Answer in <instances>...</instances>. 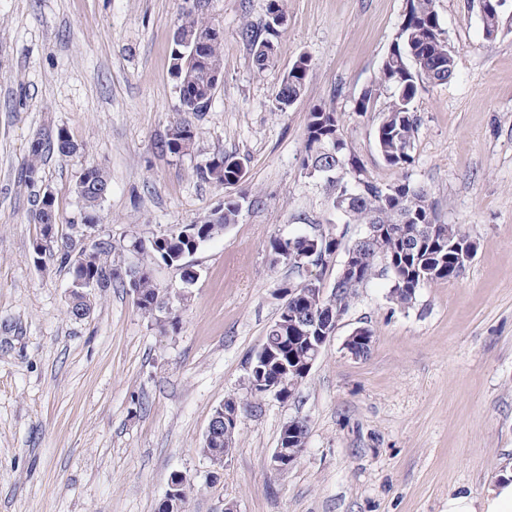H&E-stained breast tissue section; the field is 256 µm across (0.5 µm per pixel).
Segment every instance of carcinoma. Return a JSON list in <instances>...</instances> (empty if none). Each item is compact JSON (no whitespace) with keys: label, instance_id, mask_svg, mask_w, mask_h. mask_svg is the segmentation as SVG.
<instances>
[{"label":"carcinoma","instance_id":"obj_1","mask_svg":"<svg viewBox=\"0 0 512 512\" xmlns=\"http://www.w3.org/2000/svg\"><path fill=\"white\" fill-rule=\"evenodd\" d=\"M436 0H408L409 22L397 37L391 54L382 61L379 81L375 89L365 92L357 102V111L367 112L374 90L381 87L395 89L393 99L380 110L376 130L378 151L384 162L401 168L412 160L419 118L412 110V102L422 84L440 85L454 75V65L448 56L439 52L436 42L447 39L439 27ZM211 0H200L195 8H182L177 32L194 35L210 22ZM508 14L482 15L486 37L500 32ZM286 22L284 0H269L264 18L244 24L241 35L248 42L253 62L260 70L274 60L277 38ZM181 54L170 55V69L178 88L181 110L178 118L170 123L158 149L174 157L191 154L195 143L192 118L210 108L216 87L212 78L224 75V40L212 38L198 55L180 48ZM307 73L296 74L290 70L282 78L275 94V109L284 112L305 89ZM80 147L60 127L50 132H39L32 139L25 165L26 177L31 182L39 178L40 165L52 153L71 157ZM303 170H314V175L326 179L333 193L329 197V210L337 220L349 224H366L370 229L367 241H358L348 249L353 254L356 273L335 281L333 290L304 292L302 284L285 282L280 288L281 303L277 316L270 326L261 349L251 357L254 377L261 378L281 395V401L293 398L305 380L304 370L312 360L313 351L308 337L299 331L300 323L310 317L325 313L345 315L358 288L375 276L377 267L390 276L391 297L400 304H407L415 297L417 289L438 281L457 280L466 270L468 261L461 258L460 249L470 240L460 227L442 224L435 216L428 193L405 180L396 184H383L364 175L354 155L348 152L340 132L338 113L326 106L317 105L308 114L301 157ZM201 180L218 187L236 185L245 177L242 162L234 155L219 153L195 168ZM77 181L89 185L86 193L74 190L83 219L90 224L101 222V207L108 193L110 182L104 167L99 164L85 166ZM258 203L241 194L224 197V203L207 218L194 224L193 237L183 236V228L163 235L162 240L152 238L131 241L132 252L141 256L139 265L125 268L112 261L115 246L109 238L93 243L88 248L90 261L83 263L71 257L69 241L56 245L48 254L57 256L67 269L69 278H84L97 285L94 293L70 295L68 313L77 317L83 308L95 309L101 293L112 286L129 289L136 296L139 310L150 317L170 302L169 292L154 280V267L164 265L182 271V279L190 283L194 272L185 263L204 243L224 233L236 223L243 202ZM39 236L52 226L59 228L60 216L55 203H50L35 215ZM428 224L434 228L430 234L414 235L415 230ZM340 242L338 234L325 230L320 235L294 237L274 236L269 241V256L283 258L282 264L300 268L315 263L320 268L330 265ZM308 427L305 421L291 419L283 424L279 436L281 447L292 452L306 446ZM235 447V434H228L224 426L210 439L203 441L201 452L210 460L224 462ZM190 481L180 484L179 495L172 502L162 503L158 512H186Z\"/></svg>","mask_w":512,"mask_h":512}]
</instances>
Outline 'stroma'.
I'll return each instance as SVG.
<instances>
[{
    "instance_id": "obj_1",
    "label": "stroma",
    "mask_w": 512,
    "mask_h": 512,
    "mask_svg": "<svg viewBox=\"0 0 512 512\" xmlns=\"http://www.w3.org/2000/svg\"><path fill=\"white\" fill-rule=\"evenodd\" d=\"M268 0H212L223 29L224 80L177 159L156 144L177 115L170 52L182 0H0V512H157L174 473L193 479L188 512H447L512 465V30L487 38L478 0H437L455 74L419 86L420 124L407 169L376 145L378 115L358 112L402 28L407 0H287L276 58L257 69L241 36ZM311 61L305 92L273 109L283 76ZM339 113L365 174L427 191L437 217L477 244L462 278L390 300L389 280L360 288L295 396L245 412L221 469L202 455L214 410L244 396L250 358L277 315L284 281L324 269L271 267L274 236L313 233L329 187L301 168L313 106ZM65 128L81 153L48 156L20 177L32 138ZM241 158L243 181L197 179L217 153ZM90 163L110 190L101 228L128 265L132 238L194 223L245 194L236 224L188 257L197 273L154 270L183 289L178 324L159 335L129 289L105 291L90 317L67 312L69 277L32 259L33 199L50 189L62 225L81 221L72 187ZM373 329L367 357L343 343ZM308 439L288 474L268 458L282 425Z\"/></svg>"
}]
</instances>
